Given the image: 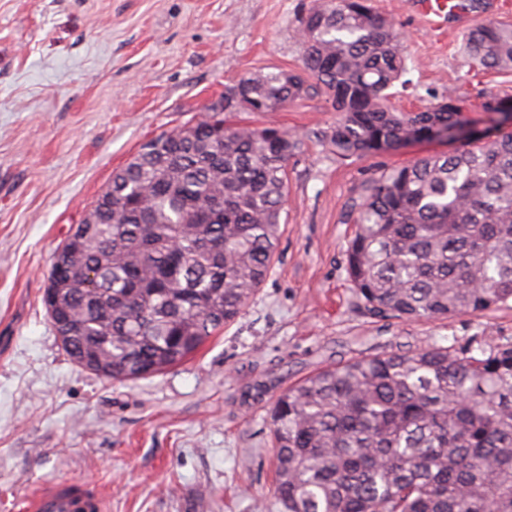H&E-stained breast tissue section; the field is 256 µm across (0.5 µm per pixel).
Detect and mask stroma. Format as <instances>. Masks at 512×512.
<instances>
[{"label": "stroma", "instance_id": "35a3bbf8", "mask_svg": "<svg viewBox=\"0 0 512 512\" xmlns=\"http://www.w3.org/2000/svg\"><path fill=\"white\" fill-rule=\"evenodd\" d=\"M404 38L418 111L455 89L484 128L485 95L512 72L481 70L462 28L434 30L410 0H370ZM316 0H0V512L48 483L85 480L103 512H283L269 409L316 372L361 357L512 344V303L406 321L369 313L346 270L362 181L454 143L334 160L306 143L268 277L235 321L187 361L112 381L65 353L43 295L56 248L152 138L204 115L257 71H297L298 18ZM338 118L318 91L237 121L303 133Z\"/></svg>", "mask_w": 512, "mask_h": 512}]
</instances>
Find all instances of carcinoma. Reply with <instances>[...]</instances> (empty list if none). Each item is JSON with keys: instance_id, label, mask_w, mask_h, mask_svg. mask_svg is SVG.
<instances>
[{"instance_id": "obj_1", "label": "carcinoma", "mask_w": 512, "mask_h": 512, "mask_svg": "<svg viewBox=\"0 0 512 512\" xmlns=\"http://www.w3.org/2000/svg\"><path fill=\"white\" fill-rule=\"evenodd\" d=\"M298 72L241 78L228 104L156 137L112 176L97 221L67 240L69 267L49 275L71 360L134 380L192 357L240 315L266 280L287 197L288 162L305 141L338 160L461 128L450 89L396 112L406 47L369 0H320L299 20ZM472 63L512 71V26L462 35ZM314 79L336 124L292 134L232 123L307 94ZM487 112L512 114V96ZM348 275L367 311L407 320L476 314L512 302V129L473 134L462 149L383 168L348 203ZM275 494L284 512H512V345L435 346L359 358L282 392L270 410Z\"/></svg>"}]
</instances>
